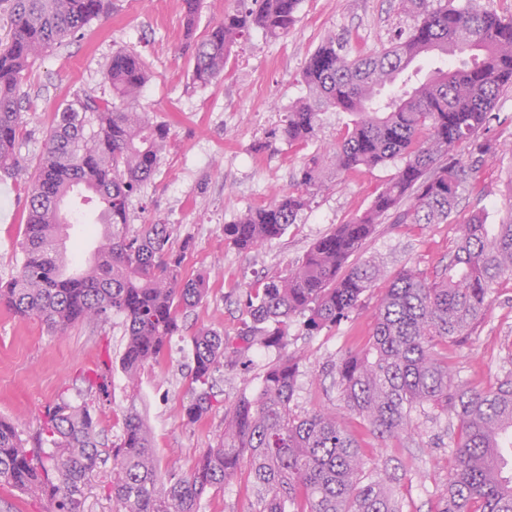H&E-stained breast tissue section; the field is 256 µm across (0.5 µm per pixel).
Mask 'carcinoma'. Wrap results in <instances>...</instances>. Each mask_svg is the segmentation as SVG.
<instances>
[{"instance_id":"obj_1","label":"carcinoma","mask_w":512,"mask_h":512,"mask_svg":"<svg viewBox=\"0 0 512 512\" xmlns=\"http://www.w3.org/2000/svg\"><path fill=\"white\" fill-rule=\"evenodd\" d=\"M10 36L0 46V170L18 168L25 127L20 86L29 63L108 12L111 0H6ZM416 18L410 31L371 54L350 56L347 41L330 36L309 57L302 79L309 95L286 115L281 136L290 144L316 138L331 109L354 116L336 145L317 151L294 184L268 205L224 225V240L243 251L279 238L296 223L314 194L339 173L403 161L361 214L319 238L284 274L264 276L246 291L245 320L234 337L210 329L191 336L192 399L183 419L200 422L216 402L215 372L247 367L254 345L284 349L297 322L313 336L346 320L382 277L379 266L349 263L374 232L395 224H441L457 211L460 191L486 157L498 151L484 136L498 118L496 103L512 89V16L439 0H400ZM203 0H183L187 38L193 40L192 79L207 86L224 77L232 47L253 26L286 35L299 0H239L201 36L196 17ZM459 56L426 77L408 62ZM105 77L112 99L76 96L56 112L27 191L21 259L0 282V305L62 334L80 322L123 317L120 359L132 390L117 441H102L92 406L107 396L102 375L84 377L86 399L60 398L23 437L0 419V486L49 503L48 512H83L91 475L112 463L103 484L117 512H200L203 496L242 469L255 494L253 512H401L391 477L369 462L336 409L298 412L293 401L301 357L269 365L255 393L243 392L224 412V429L187 473L162 470L137 407L141 370L165 358L183 331L180 312L206 297L208 279L181 275L183 250L163 221L129 233V208L156 173L169 137L166 122L137 111L148 70L134 50L112 54ZM467 148V157L457 154ZM97 206L108 226L91 264L68 259L73 227L64 210L75 197ZM411 204L404 208L406 199ZM511 215L487 223L478 210L462 224L460 243L444 272L429 278L405 268L378 299L373 329L357 350L331 364L344 407L377 438L415 434L413 416L430 411L456 419L454 464L435 512H512V474L502 449L512 447V379L477 389L455 379L448 341L467 335L488 310V296L512 279Z\"/></svg>"}]
</instances>
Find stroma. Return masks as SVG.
<instances>
[{"label": "stroma", "instance_id": "35a3bbf8", "mask_svg": "<svg viewBox=\"0 0 512 512\" xmlns=\"http://www.w3.org/2000/svg\"><path fill=\"white\" fill-rule=\"evenodd\" d=\"M415 24L398 0H301L297 22L287 36L273 37L255 28L230 54L223 80L201 86L192 80V55L184 37L182 0H111L106 20L92 21L77 37L39 56L23 81L26 127L18 152L19 170L0 171V280L8 279L20 258L26 221L27 188L42 155L59 105L74 96L108 98L105 72L113 52L135 50L151 77L137 102L138 111L166 122L170 136L155 176L134 197L130 230L156 220L175 228V245H187L181 274L206 276L208 294L188 310L185 333L173 337L162 364L146 366L139 394L146 408L153 444L163 466L190 471L200 453L223 428L224 411L242 392H256L275 349L253 346L250 372L221 368L216 402L199 423L185 424L181 408L191 398L189 336L210 328L235 335L244 316L240 301L257 275L283 272L304 256L319 237L363 212L376 191L400 168V161L342 174L280 238L252 252L224 239L225 225L265 205L288 188L305 158L336 143L350 124L346 112L322 115L318 135L305 145L270 138L288 109L307 94L303 68L331 35H343L352 56L374 52L398 32ZM500 117L489 135L499 145L495 156L465 184L460 203L444 224H394L383 219L355 254L358 262L379 265L385 277L404 268L434 276L454 253L461 225L472 211L485 210L489 223L507 215L512 200V91L496 104ZM379 288L366 293L348 320L314 336L299 325L288 329V349L303 355L294 404L299 411L339 406V394L326 367L359 348L372 331ZM486 315L469 335L448 345V362L459 380L487 388L512 377V280L503 279L490 294ZM121 317L105 325L83 323L64 334L40 321L21 319L0 307V418L32 432L46 409L66 397L82 401L83 372L96 370L108 384V397L95 406L103 436H120L129 389L120 368L125 345ZM345 428L358 441L372 467L394 475L403 512H435L453 459L449 442L455 419H417L411 440H378L352 415ZM254 495L246 473L207 495L201 512H252Z\"/></svg>", "mask_w": 512, "mask_h": 512}]
</instances>
